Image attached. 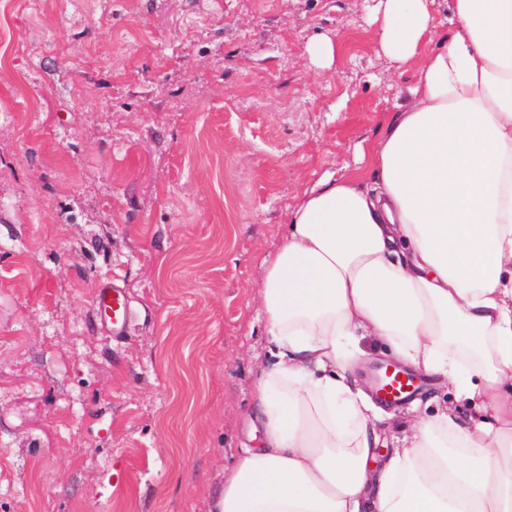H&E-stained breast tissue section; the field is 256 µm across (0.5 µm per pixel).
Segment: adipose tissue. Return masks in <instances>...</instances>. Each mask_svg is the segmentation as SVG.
Segmentation results:
<instances>
[{
	"label": "adipose tissue",
	"instance_id": "adipose-tissue-1",
	"mask_svg": "<svg viewBox=\"0 0 512 512\" xmlns=\"http://www.w3.org/2000/svg\"><path fill=\"white\" fill-rule=\"evenodd\" d=\"M452 2L435 44L427 0H379L382 49L423 63L372 185L325 177L290 215L261 290V438L216 512H512V0ZM360 336L455 382L468 419H415L371 466L379 415L332 370Z\"/></svg>",
	"mask_w": 512,
	"mask_h": 512
}]
</instances>
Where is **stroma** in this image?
<instances>
[{
	"instance_id": "obj_1",
	"label": "stroma",
	"mask_w": 512,
	"mask_h": 512,
	"mask_svg": "<svg viewBox=\"0 0 512 512\" xmlns=\"http://www.w3.org/2000/svg\"><path fill=\"white\" fill-rule=\"evenodd\" d=\"M379 31L365 0H7L0 512H213L271 366L258 286L289 215L361 168L416 78ZM447 407L469 410L430 377L376 447ZM307 53L313 66L317 68L330 67L336 54V46L330 39L323 38L310 42ZM104 314L106 329L113 336H121L128 325V308L122 288L114 282L107 281L94 300Z\"/></svg>"
}]
</instances>
